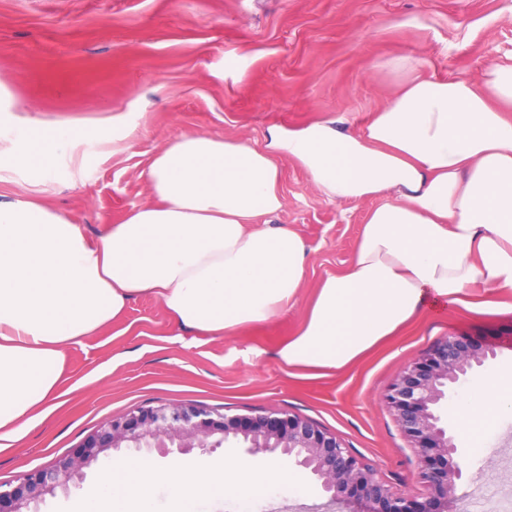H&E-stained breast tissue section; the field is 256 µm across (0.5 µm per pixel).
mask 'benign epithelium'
I'll return each mask as SVG.
<instances>
[{"label":"benign epithelium","mask_w":512,"mask_h":512,"mask_svg":"<svg viewBox=\"0 0 512 512\" xmlns=\"http://www.w3.org/2000/svg\"><path fill=\"white\" fill-rule=\"evenodd\" d=\"M495 357L490 347L475 348L461 336H445L409 362L384 395L413 443L414 479L423 489L418 497L394 495L336 435L307 419L276 410L254 418L229 417L191 404L169 403L107 420L75 456L22 473L14 485L0 484V512H33L31 505L44 496L80 487L85 469L123 448L154 449L166 457L195 448H221L228 442L269 460L291 459L308 470L329 494L327 502L315 506L317 512H453L461 500L457 489L467 467L444 408L448 394Z\"/></svg>","instance_id":"1"}]
</instances>
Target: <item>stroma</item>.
I'll list each match as a JSON object with an SVG mask.
<instances>
[{
    "label": "stroma",
    "instance_id": "stroma-1",
    "mask_svg": "<svg viewBox=\"0 0 512 512\" xmlns=\"http://www.w3.org/2000/svg\"><path fill=\"white\" fill-rule=\"evenodd\" d=\"M440 76L480 77L512 57V0H0V90L11 106L0 129L67 123L93 129L118 118L130 138L60 153L39 176L21 159L0 167V198H41L88 234L151 202L143 170L186 133L263 142L270 127L326 115L364 118L395 88L393 58ZM285 205L270 227H288L308 252L299 303L237 336H198L143 294L123 318L66 353L62 404L14 448L0 451V483L65 459L110 418L157 403H192L252 417L283 410L336 434L397 494L417 492L416 455L383 396L400 370L440 337L493 347L512 365V313L423 310L393 337L316 379L290 376L254 358L293 335L316 287L348 270L365 203L336 202L286 160ZM487 452L468 454L478 480L463 495L494 488L512 496V418L489 432ZM306 497L226 500L202 512H305L325 502L303 469Z\"/></svg>",
    "mask_w": 512,
    "mask_h": 512
}]
</instances>
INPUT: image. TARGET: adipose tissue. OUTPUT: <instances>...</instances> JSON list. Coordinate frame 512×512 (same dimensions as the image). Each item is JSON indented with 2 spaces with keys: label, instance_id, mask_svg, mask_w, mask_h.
Instances as JSON below:
<instances>
[{
  "label": "adipose tissue",
  "instance_id": "1",
  "mask_svg": "<svg viewBox=\"0 0 512 512\" xmlns=\"http://www.w3.org/2000/svg\"><path fill=\"white\" fill-rule=\"evenodd\" d=\"M394 94L355 127L325 116L270 128L264 144L187 133L160 148L144 176L151 203L88 235L34 199L0 201V450L58 406L66 351L153 294L186 330L233 336L297 305L307 250L292 229L260 222L284 207L281 160L325 198L369 203L348 271L318 286L299 330L273 350L291 375L335 373L420 310L474 304V289L512 291V63L479 79L435 76L390 60ZM74 126L16 135L28 166L47 172L81 143ZM458 415L482 434L512 417V365L478 381ZM169 512L276 491L304 496L287 460L113 465L72 512Z\"/></svg>",
  "mask_w": 512,
  "mask_h": 512
}]
</instances>
